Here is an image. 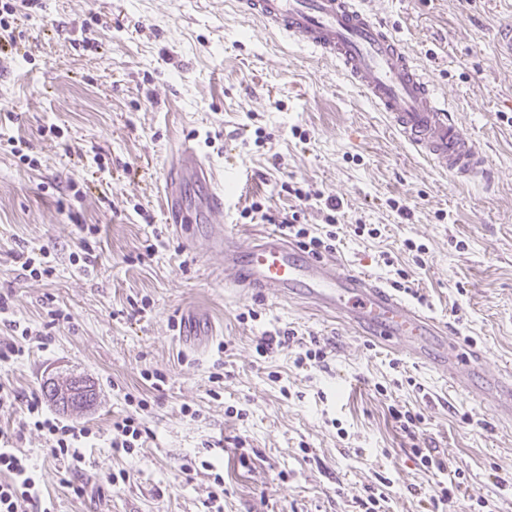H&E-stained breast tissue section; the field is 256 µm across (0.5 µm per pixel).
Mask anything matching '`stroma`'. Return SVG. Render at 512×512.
I'll return each mask as SVG.
<instances>
[{"instance_id":"stroma-1","label":"stroma","mask_w":512,"mask_h":512,"mask_svg":"<svg viewBox=\"0 0 512 512\" xmlns=\"http://www.w3.org/2000/svg\"><path fill=\"white\" fill-rule=\"evenodd\" d=\"M10 2L0 296L31 336L19 340L0 321V345L25 348L0 368L16 396L0 405V431L53 512H209L219 490L223 512H351L383 476L386 512H428L437 477L420 466L417 446L437 449L486 502L477 511L458 498L445 512H512V422L308 301L226 289L224 255L210 246L228 230L248 243L260 226L240 213L255 201L324 227L316 202L281 185L320 192L341 204L333 259L386 284L405 270L419 308L449 338L474 347L490 372L512 368V58L495 41L512 23V0L366 3L480 140L496 172L489 191L437 172L335 66L268 34L231 0ZM184 141L217 175L241 176L224 185L223 220L194 225L193 248L164 211L165 175ZM359 224L378 235H355ZM409 239L425 246L423 263ZM86 247L97 261L82 270L75 257ZM32 250L45 252L52 275L22 269L19 254ZM191 310L215 330L197 348L178 341ZM289 328L327 342L325 363L296 366L288 348L257 354V336ZM154 375L162 390L152 389ZM73 376L97 394L89 410L64 416L91 432L78 471L51 455L44 432L20 424L25 398ZM395 403L423 414L416 440L391 419ZM132 413L148 438L115 454L112 424ZM118 471L125 484H106ZM81 484L85 494L75 495Z\"/></svg>"}]
</instances>
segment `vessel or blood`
I'll return each instance as SVG.
<instances>
[{
  "label": "vessel or blood",
  "instance_id": "b4317fda",
  "mask_svg": "<svg viewBox=\"0 0 512 512\" xmlns=\"http://www.w3.org/2000/svg\"><path fill=\"white\" fill-rule=\"evenodd\" d=\"M239 12L268 31L289 38L338 68L348 84L385 113L402 141L433 168L458 182L490 186L495 180L478 139L438 95L405 43L364 0H236ZM204 189L189 205L186 184ZM165 211L174 232L183 225L224 215L225 194L212 170L187 144L173 154L165 180ZM233 273L231 288L241 294L268 290L311 301L343 322L417 355L474 399L512 418V371L487 374L479 356L449 342L440 322L416 309L379 280L336 260L306 253L277 231L253 234L239 246L234 232L214 243Z\"/></svg>",
  "mask_w": 512,
  "mask_h": 512
}]
</instances>
